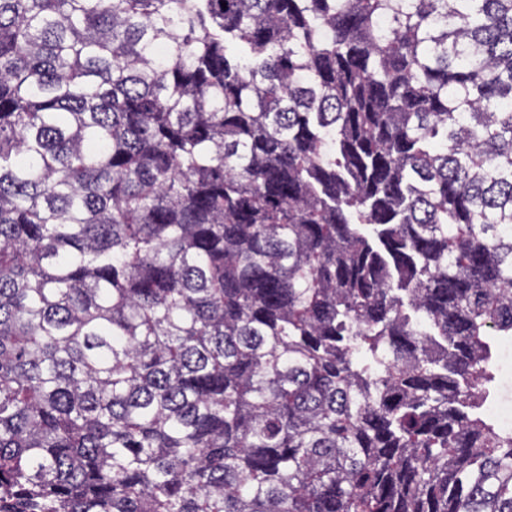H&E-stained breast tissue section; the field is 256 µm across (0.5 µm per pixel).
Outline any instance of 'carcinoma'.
I'll list each match as a JSON object with an SVG mask.
<instances>
[{
    "label": "carcinoma",
    "mask_w": 512,
    "mask_h": 512,
    "mask_svg": "<svg viewBox=\"0 0 512 512\" xmlns=\"http://www.w3.org/2000/svg\"><path fill=\"white\" fill-rule=\"evenodd\" d=\"M502 338L512 0H0V512H512ZM485 412L502 430L512 434L511 398L500 397L489 401L485 407Z\"/></svg>",
    "instance_id": "obj_1"
}]
</instances>
